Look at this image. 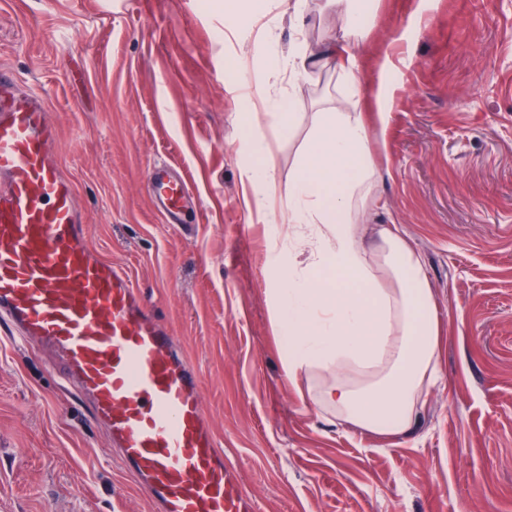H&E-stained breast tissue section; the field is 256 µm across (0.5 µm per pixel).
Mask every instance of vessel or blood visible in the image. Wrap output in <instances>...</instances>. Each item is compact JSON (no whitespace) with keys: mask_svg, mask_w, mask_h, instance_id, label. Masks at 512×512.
Returning a JSON list of instances; mask_svg holds the SVG:
<instances>
[{"mask_svg":"<svg viewBox=\"0 0 512 512\" xmlns=\"http://www.w3.org/2000/svg\"><path fill=\"white\" fill-rule=\"evenodd\" d=\"M55 140L42 97L0 68V317L52 350L160 512H255L203 413L200 375L129 276L90 252ZM148 185L165 223H183L186 179L157 165Z\"/></svg>","mask_w":512,"mask_h":512,"instance_id":"1","label":"vessel or blood"}]
</instances>
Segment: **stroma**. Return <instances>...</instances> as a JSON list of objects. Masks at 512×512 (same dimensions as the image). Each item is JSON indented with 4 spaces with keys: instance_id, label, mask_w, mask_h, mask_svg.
<instances>
[{
    "instance_id": "35a3bbf8",
    "label": "stroma",
    "mask_w": 512,
    "mask_h": 512,
    "mask_svg": "<svg viewBox=\"0 0 512 512\" xmlns=\"http://www.w3.org/2000/svg\"><path fill=\"white\" fill-rule=\"evenodd\" d=\"M273 41L242 42L224 0H0V66L41 94L89 249L131 276L200 372L202 405L256 512H512V0H378L354 46L389 112L370 142L365 213L421 255L440 324L439 380L410 432L331 422L282 369L266 290L275 211L317 112L344 94L339 15L273 0ZM303 9L305 29L291 21ZM339 46L307 81L265 79L297 37ZM291 97V131L241 85ZM251 116L275 182H249ZM164 162L190 185V226L148 191ZM0 512H154L48 351L0 321Z\"/></svg>"
}]
</instances>
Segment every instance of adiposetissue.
I'll list each match as a JSON object with an SVG mask.
<instances>
[{
    "instance_id": "ef3b65f1",
    "label": "adipose tissue",
    "mask_w": 512,
    "mask_h": 512,
    "mask_svg": "<svg viewBox=\"0 0 512 512\" xmlns=\"http://www.w3.org/2000/svg\"><path fill=\"white\" fill-rule=\"evenodd\" d=\"M330 58L299 43L269 58L266 74L302 77ZM355 69L344 67L345 106L317 113L284 191L282 223L312 225L317 246L303 266L276 248L268 299L289 382L323 376L316 404L360 430L398 436L417 420L438 375L440 330L420 256L389 229L380 250L363 245L369 229L359 204L378 179L368 146L376 128L366 112L384 114L385 102L363 98Z\"/></svg>"
}]
</instances>
